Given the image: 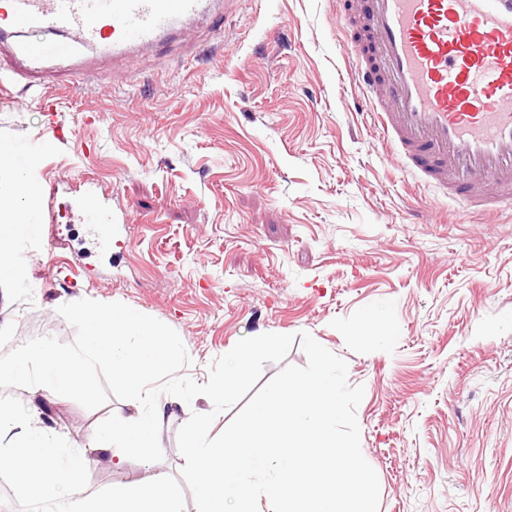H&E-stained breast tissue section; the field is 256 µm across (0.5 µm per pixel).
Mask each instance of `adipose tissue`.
Wrapping results in <instances>:
<instances>
[{
    "label": "adipose tissue",
    "mask_w": 512,
    "mask_h": 512,
    "mask_svg": "<svg viewBox=\"0 0 512 512\" xmlns=\"http://www.w3.org/2000/svg\"><path fill=\"white\" fill-rule=\"evenodd\" d=\"M36 210V197L25 178L15 175L6 155L0 153V291L9 292L13 269L8 245L12 227L28 220Z\"/></svg>",
    "instance_id": "ef3b65f1"
}]
</instances>
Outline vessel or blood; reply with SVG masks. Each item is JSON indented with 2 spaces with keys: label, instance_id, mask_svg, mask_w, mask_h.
Wrapping results in <instances>:
<instances>
[{
  "label": "vessel or blood",
  "instance_id": "b4317fda",
  "mask_svg": "<svg viewBox=\"0 0 512 512\" xmlns=\"http://www.w3.org/2000/svg\"><path fill=\"white\" fill-rule=\"evenodd\" d=\"M208 0H8L15 80L79 48L157 45ZM349 77L406 170L486 213L512 202V0H371Z\"/></svg>",
  "mask_w": 512,
  "mask_h": 512
}]
</instances>
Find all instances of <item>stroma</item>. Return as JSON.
Returning <instances> with one entry per match:
<instances>
[{"label": "stroma", "instance_id": "obj_1", "mask_svg": "<svg viewBox=\"0 0 512 512\" xmlns=\"http://www.w3.org/2000/svg\"><path fill=\"white\" fill-rule=\"evenodd\" d=\"M183 33L0 92V144L41 141L55 88L69 132L29 173L52 245L12 242L0 353L76 331L57 309L122 302L173 328L206 383L242 338L310 333L365 394L379 512H512V207L473 211L418 182L359 107L337 0H213ZM112 221L89 233L85 196ZM385 333L352 341L367 316ZM32 420L86 447L130 400L88 410L16 388ZM163 458L89 457V491L179 476L177 434L206 396L162 395Z\"/></svg>", "mask_w": 512, "mask_h": 512}]
</instances>
